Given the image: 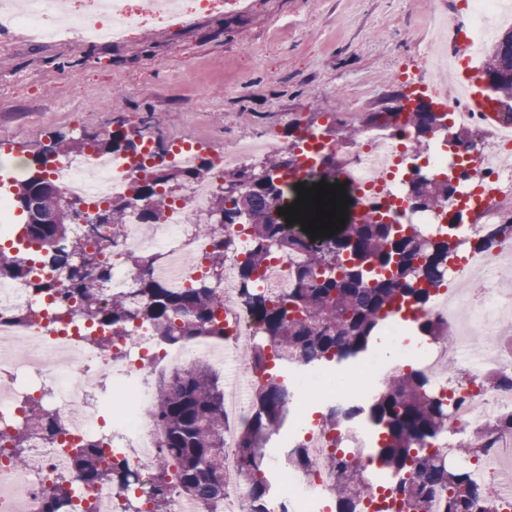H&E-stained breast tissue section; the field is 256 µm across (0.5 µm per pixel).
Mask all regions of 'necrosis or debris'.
<instances>
[{
	"label": "necrosis or debris",
	"instance_id": "necrosis-or-debris-1",
	"mask_svg": "<svg viewBox=\"0 0 512 512\" xmlns=\"http://www.w3.org/2000/svg\"><path fill=\"white\" fill-rule=\"evenodd\" d=\"M94 2V10L63 13L58 0H0V30L46 46L76 36L89 44L113 45L127 41L143 23L176 29L190 18L182 0H172L168 6L161 0H143L142 8L135 11L129 0ZM424 21L436 42L426 56L430 81L423 92L443 109L449 132L471 134L468 148L447 141L421 152L406 123L382 121L366 129L351 156L341 157L327 171L320 157L332 152V145L299 121L294 144L262 135L242 141L235 151L218 152L210 172L198 178L183 198L171 202L163 223H142L133 208L125 223L107 227L93 242V250L112 267L111 278L101 287L102 297L107 298L130 294L146 272L172 291L191 288L203 275L206 257L222 241H232L222 276L214 284L223 341L166 343L157 338L153 325L140 320L129 322L123 336H110L107 328L84 318L57 272L38 260L27 279L0 278V428L22 419V407L30 399L41 400L50 414L65 421L64 434L54 441L32 442L26 469L11 467L7 449L0 447V512H45L44 486L68 474L66 449L85 440L101 442L106 458L137 473L139 482L131 489L110 482H79L73 504H94L96 512H125L134 497L142 512H151L154 467L166 450L161 426L148 406L157 382L188 364L209 367L224 381V492L215 508H208L182 493L178 464L170 462L168 512H238L240 499L252 486L238 448L253 418L251 391L256 385L255 374L239 355L252 349L261 334L259 322L239 303V263L250 239L241 224L218 225L209 236L197 234L194 226L200 215L211 210L225 181L250 156L288 152L296 163L282 172L281 187L300 179L329 177L344 184L358 204L384 214L392 223L414 224L425 232L449 225V213L467 205L472 217L453 226L455 232L466 239L492 236L491 247L450 259L445 280L431 284L432 300L418 315L448 327L456 340L449 347L436 343L424 350L420 366L454 398L448 434L430 442L431 452L445 459L459 458L462 447L475 444L476 430L490 428L488 451L469 457V469L484 489L481 512H512V430L494 426L512 414V387L487 377L491 371L512 376V345L504 336L505 325L512 324V128L484 127L447 80L450 68L481 67L485 41L495 24H512V6L506 0H462L454 7L445 0H430ZM159 163L191 169L198 155L184 144L160 158L147 143L135 154L108 156L87 149L52 158L48 171L62 201L88 211L133 197L146 168ZM420 173L454 178L456 191L444 210L410 207L407 185ZM131 255L151 258L149 270L129 266L126 259ZM306 259L303 251L271 259L257 274L255 287L273 299L287 298L292 271ZM38 281L52 283L49 294L36 295L33 285ZM35 304L40 307L39 319L19 320V313ZM105 336L112 339L110 350L88 343L89 338ZM450 365L458 370L452 380L446 375ZM292 424L294 440L311 464L295 470L283 459L272 458V471L287 474L288 482L275 485L263 510L333 512L337 474L326 463L333 440L342 437L365 448L372 432L357 418L334 433L316 416L298 414Z\"/></svg>",
	"mask_w": 512,
	"mask_h": 512
}]
</instances>
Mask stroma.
<instances>
[{
    "label": "stroma",
    "mask_w": 512,
    "mask_h": 512,
    "mask_svg": "<svg viewBox=\"0 0 512 512\" xmlns=\"http://www.w3.org/2000/svg\"><path fill=\"white\" fill-rule=\"evenodd\" d=\"M425 0H250L121 45L44 47L0 33V166L32 165L57 132L137 131L161 145L236 150L290 120L385 111L426 80Z\"/></svg>",
    "instance_id": "obj_1"
}]
</instances>
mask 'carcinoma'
I'll use <instances>...</instances> for the list:
<instances>
[{"label": "carcinoma", "mask_w": 512, "mask_h": 512, "mask_svg": "<svg viewBox=\"0 0 512 512\" xmlns=\"http://www.w3.org/2000/svg\"><path fill=\"white\" fill-rule=\"evenodd\" d=\"M485 69L511 75L503 92L512 99V53L499 55L489 49ZM434 122L429 112H412L408 117L416 141L426 146L429 140L421 136ZM138 138V134L118 131L106 136L84 133L78 138L61 133L56 145L60 155L80 153L90 145L102 153H136L141 147ZM210 167L211 160L202 157L191 170L165 165L151 168L136 186L146 200L142 218L158 222L164 216L172 181H195ZM42 182L49 190L38 200L36 214L27 217V234L49 249L54 269L67 283L68 293L79 300L87 319L112 327L117 336L127 322L139 319L152 324L163 341L224 338V327L214 317L212 283L220 278L229 242H222L208 257L207 275L194 288L173 292L146 273L135 290L137 299L115 294L104 301L98 288L110 278V267L102 261L90 269L78 263V257L86 254L87 236L73 235L70 225L53 222V214L63 202L48 178ZM238 184L252 238V248L240 263L241 302L262 324V336L247 354V364L259 375V383L253 395V421L243 431L239 446L242 466L252 473L263 470L264 446L287 419L289 396L279 381L281 366L321 365L344 371L357 366L371 347L383 341L387 312L401 299L423 307L429 292L421 284L444 277L448 258L459 253L464 241L446 230L426 235L413 224L397 226L371 214L350 222L326 248L315 250L312 239L288 235L283 225L270 218L273 203L282 196L277 178H269L266 184L254 182L244 168L238 174ZM424 184L431 186L432 210L442 207L455 192L450 176L436 179L418 174L409 182L411 202H416ZM97 213L105 214L112 225L123 224L127 207L117 200L97 208ZM298 249L307 251L308 259L296 270L288 299L273 301L252 288V275L273 255L284 256ZM29 274L26 254H12L0 247V278L25 279ZM411 325L417 336L443 345L452 343L448 330L429 320L419 319ZM449 411L448 396L421 368L411 365L405 372L378 379L373 392L356 408L374 429L373 460L378 475L394 482L408 512H426L427 502L438 489L448 492L446 512H474L482 498L467 468L450 467L448 461L424 449L446 432ZM24 413L11 430L0 432L11 444L10 462L19 469L26 466L33 438L50 441L64 431V422L36 400L26 403ZM153 414L165 431L168 454L180 465L183 491L208 502L218 499L224 492V386L217 374L196 365L176 371L157 385ZM344 452L350 458H328L338 473L336 512H359L363 502L376 495V487L359 476L357 451L346 448ZM68 458L71 473L85 482L107 480L124 486L137 481L134 472L106 461L93 441L69 449ZM268 491L266 482H255L241 498L238 512H263ZM72 493L67 475L44 487L45 512H68ZM167 494V472L161 463L154 475L155 512H160Z\"/></svg>", "instance_id": "obj_1"}]
</instances>
